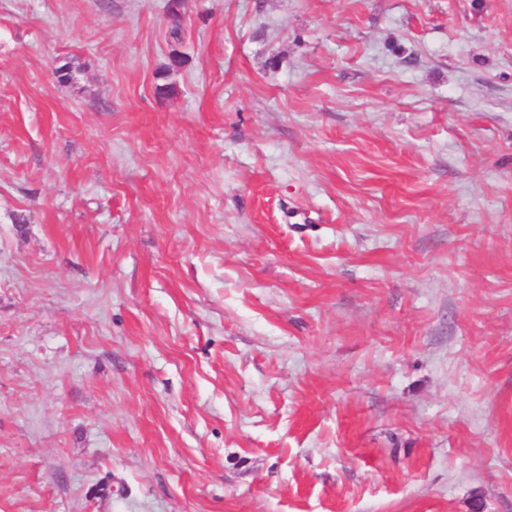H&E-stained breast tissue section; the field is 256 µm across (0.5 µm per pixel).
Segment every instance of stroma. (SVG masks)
<instances>
[{
	"instance_id": "stroma-1",
	"label": "stroma",
	"mask_w": 512,
	"mask_h": 512,
	"mask_svg": "<svg viewBox=\"0 0 512 512\" xmlns=\"http://www.w3.org/2000/svg\"><path fill=\"white\" fill-rule=\"evenodd\" d=\"M0 512H512V0H0Z\"/></svg>"
}]
</instances>
